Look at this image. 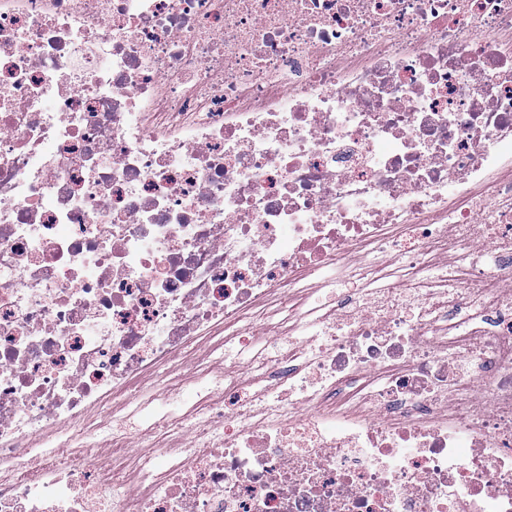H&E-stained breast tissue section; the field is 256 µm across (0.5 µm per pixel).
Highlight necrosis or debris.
Wrapping results in <instances>:
<instances>
[{
  "mask_svg": "<svg viewBox=\"0 0 512 512\" xmlns=\"http://www.w3.org/2000/svg\"><path fill=\"white\" fill-rule=\"evenodd\" d=\"M0 467V512H512V0H0Z\"/></svg>",
  "mask_w": 512,
  "mask_h": 512,
  "instance_id": "necrosis-or-debris-1",
  "label": "necrosis or debris"
}]
</instances>
